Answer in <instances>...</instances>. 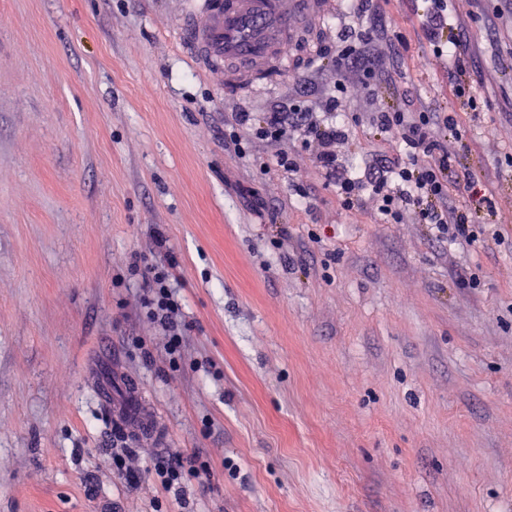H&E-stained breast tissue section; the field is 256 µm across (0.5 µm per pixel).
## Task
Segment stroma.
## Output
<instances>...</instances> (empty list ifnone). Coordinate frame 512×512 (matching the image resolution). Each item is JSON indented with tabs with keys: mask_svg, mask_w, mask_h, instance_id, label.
Here are the masks:
<instances>
[{
	"mask_svg": "<svg viewBox=\"0 0 512 512\" xmlns=\"http://www.w3.org/2000/svg\"><path fill=\"white\" fill-rule=\"evenodd\" d=\"M199 0H0V512H512V26L451 0L476 108H454L425 0H383L395 80L347 102L339 161L396 158L377 108L456 109L492 233L451 244L345 210L312 149L263 172L232 113L333 92L300 56L224 95L179 39ZM306 189V202L296 192ZM166 246L157 248L155 234ZM170 266L182 353L139 273ZM144 462L135 478L112 465ZM198 462L165 489L150 467Z\"/></svg>",
	"mask_w": 512,
	"mask_h": 512,
	"instance_id": "stroma-1",
	"label": "stroma"
}]
</instances>
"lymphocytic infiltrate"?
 <instances>
[{
  "label": "lymphocytic infiltrate",
  "instance_id": "f902f5d3",
  "mask_svg": "<svg viewBox=\"0 0 512 512\" xmlns=\"http://www.w3.org/2000/svg\"><path fill=\"white\" fill-rule=\"evenodd\" d=\"M345 12L357 19H370V26L346 32L336 48H321L322 56L331 58L336 67V91L321 104L329 123H317L310 110L298 104H277L260 115L235 113L224 126V148L238 158L249 156L256 143L276 146L274 165L288 174L296 169L295 160L282 143L288 136H298L316 143L314 162L327 181L333 182L341 203L351 210L372 198L384 223H400L404 212H412L422 224L434 225L440 237L454 242L478 241L485 229L476 222V212L448 203V171L453 159L441 144L442 138H462L463 133L453 112L414 111L393 107L373 113L371 124L377 134L397 136L404 145L399 160L377 159L357 173L345 172L336 147L349 136L345 125L335 116L343 102L354 92L370 89L372 82L387 78L390 65L375 51L381 38L376 0H343ZM435 55H448L452 67L448 87L454 100L476 105L475 89L469 79V54L463 32H456L446 42L435 45ZM149 294L150 319L169 338L168 354L180 346L178 318L181 305L171 290L167 270L150 268L142 274Z\"/></svg>",
  "mask_w": 512,
  "mask_h": 512
}]
</instances>
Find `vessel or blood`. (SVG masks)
<instances>
[{"label": "vessel or blood", "mask_w": 512, "mask_h": 512, "mask_svg": "<svg viewBox=\"0 0 512 512\" xmlns=\"http://www.w3.org/2000/svg\"><path fill=\"white\" fill-rule=\"evenodd\" d=\"M333 10L334 0H202L181 34L203 64L232 63L224 74L232 93L293 66Z\"/></svg>", "instance_id": "obj_1"}]
</instances>
